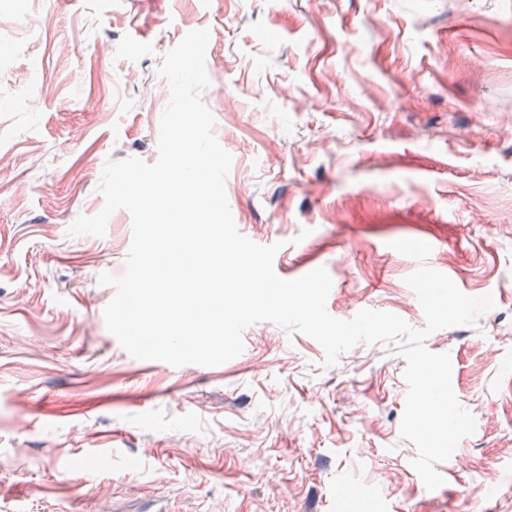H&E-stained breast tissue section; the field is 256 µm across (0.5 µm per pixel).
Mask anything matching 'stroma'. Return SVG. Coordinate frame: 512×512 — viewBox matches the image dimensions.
<instances>
[{
	"mask_svg": "<svg viewBox=\"0 0 512 512\" xmlns=\"http://www.w3.org/2000/svg\"><path fill=\"white\" fill-rule=\"evenodd\" d=\"M196 29L232 216L279 277L325 268L333 317L420 328L419 263L389 243L428 239L493 295L426 341L476 420L439 488L400 435L398 342L327 367L261 322L174 367L109 332L98 277L125 273L131 216L67 229L107 160L157 161V67ZM0 512H512V0H0Z\"/></svg>",
	"mask_w": 512,
	"mask_h": 512,
	"instance_id": "35a3bbf8",
	"label": "stroma"
}]
</instances>
